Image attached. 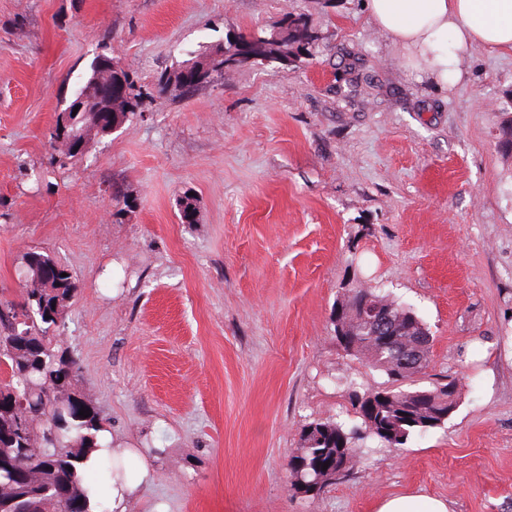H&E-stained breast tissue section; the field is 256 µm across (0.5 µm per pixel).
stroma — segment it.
<instances>
[{
  "mask_svg": "<svg viewBox=\"0 0 512 512\" xmlns=\"http://www.w3.org/2000/svg\"><path fill=\"white\" fill-rule=\"evenodd\" d=\"M298 15L301 60L160 88L190 53ZM104 53L144 97L60 167L50 138ZM462 69L453 86L412 69L364 0H0V297L19 298L30 248L72 270L58 341L113 447L146 449L154 476L128 512H377L404 494L512 512V54ZM361 284L415 310L421 383L455 377L459 405L296 496L300 429L352 421L351 388L386 380L334 337Z\"/></svg>",
  "mask_w": 512,
  "mask_h": 512,
  "instance_id": "1",
  "label": "stroma"
}]
</instances>
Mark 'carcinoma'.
I'll return each mask as SVG.
<instances>
[{
  "mask_svg": "<svg viewBox=\"0 0 512 512\" xmlns=\"http://www.w3.org/2000/svg\"><path fill=\"white\" fill-rule=\"evenodd\" d=\"M314 42L302 16L288 19L286 27L269 37L238 36L214 48L205 61L192 58L184 62L192 70L214 61L222 53L246 51L258 62L275 59L283 52L298 58L309 52ZM140 94L135 92L130 75L118 76L113 61L107 56L91 67L87 81L79 86L73 99L81 98L93 108L70 117L67 129L56 128L53 148L61 163L76 158L80 151L68 142L72 137L86 139L90 132L107 136L112 123L124 121L135 112ZM20 265L25 272L22 299L0 300L14 311V337L10 344L0 346V361L10 369L9 378L0 380V397H13L20 404L19 413L27 424L22 453H15L12 440L0 438V512H60L65 498L82 501L87 508L88 490L85 487L83 461L98 448L97 439L104 429V418L80 384L81 366L75 354L53 344L50 332L63 325V317L78 288L71 270L59 264L46 251L31 249L25 252ZM389 308L402 330L403 343L414 344L424 354L432 342L430 333L423 332L418 341L416 313L381 294L375 288H355L347 300L345 321L357 330V347L353 356L366 360L373 369L389 376L400 369L395 349L384 347L372 338V330L359 326L363 309ZM457 380L439 379L427 386L414 383L389 391L382 402L383 417H395L412 405L423 403L434 411L431 425H404L407 436L392 439L380 433L376 425L361 416L348 426L334 420H317L306 425L299 435L298 448L290 469V490L296 495L312 497L319 494L312 481L323 473L322 466L340 458L345 474H350L355 458L362 452L366 439L373 438L387 448H399L414 435H425L448 422V407L458 406ZM89 409V417L79 416V410Z\"/></svg>",
  "mask_w": 512,
  "mask_h": 512,
  "instance_id": "1",
  "label": "carcinoma"
}]
</instances>
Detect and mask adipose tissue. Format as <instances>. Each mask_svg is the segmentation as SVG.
<instances>
[{
    "label": "adipose tissue",
    "mask_w": 512,
    "mask_h": 512,
    "mask_svg": "<svg viewBox=\"0 0 512 512\" xmlns=\"http://www.w3.org/2000/svg\"><path fill=\"white\" fill-rule=\"evenodd\" d=\"M365 9L378 30L407 50L415 67L442 83L461 79V63L474 49L512 51V0H366ZM118 454L139 464L137 474L111 481L112 512H127L151 470L139 463L136 449Z\"/></svg>",
    "instance_id": "obj_1"
}]
</instances>
